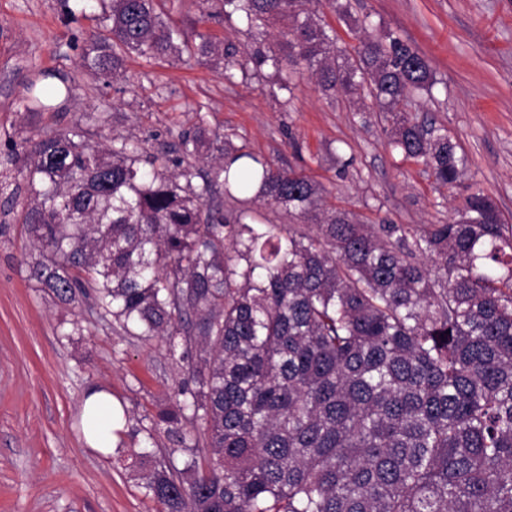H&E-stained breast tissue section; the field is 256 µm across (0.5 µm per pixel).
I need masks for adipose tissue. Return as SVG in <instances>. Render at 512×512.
<instances>
[{
  "label": "adipose tissue",
  "mask_w": 512,
  "mask_h": 512,
  "mask_svg": "<svg viewBox=\"0 0 512 512\" xmlns=\"http://www.w3.org/2000/svg\"><path fill=\"white\" fill-rule=\"evenodd\" d=\"M86 443L93 450L108 453L119 441L125 426L124 410L106 390H88L82 405Z\"/></svg>",
  "instance_id": "ef3b65f1"
}]
</instances>
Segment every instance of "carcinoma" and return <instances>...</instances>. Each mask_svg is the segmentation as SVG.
<instances>
[{
  "label": "carcinoma",
  "instance_id": "obj_1",
  "mask_svg": "<svg viewBox=\"0 0 512 512\" xmlns=\"http://www.w3.org/2000/svg\"><path fill=\"white\" fill-rule=\"evenodd\" d=\"M80 2L101 23L80 57L97 78L134 54L227 77L269 65L288 90L305 71L326 95L365 85L391 115L394 149L441 187L462 174L444 128L405 115L434 79L393 31L358 39L352 60L312 0H219L259 37L288 21V39L240 61L160 0ZM102 121L25 139L19 221L46 252L31 278L59 301L92 294L132 336L193 337L180 355L187 402L155 425L187 448L182 422L201 424L221 472L195 457L181 471L154 464L142 479L159 512H512V224L489 196L468 195L446 224H366L306 175L202 127L180 146L203 174L144 161L124 140L92 144ZM218 189L302 226L205 207Z\"/></svg>",
  "mask_w": 512,
  "mask_h": 512
}]
</instances>
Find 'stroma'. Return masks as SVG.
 <instances>
[{
    "mask_svg": "<svg viewBox=\"0 0 512 512\" xmlns=\"http://www.w3.org/2000/svg\"><path fill=\"white\" fill-rule=\"evenodd\" d=\"M349 3L344 20L326 0L311 8L338 41L353 43L365 28L396 31L429 62L433 94L411 101L407 112L445 127L457 143L466 167L454 188H436L423 163L389 146L388 123L367 91L353 104L305 77L282 90L269 67L228 78L220 68L159 66L134 55L122 76L96 79L78 61L97 21L66 19V0H0V512H157L135 453L151 448L177 469L206 454L152 427L183 378L165 340L127 335L91 300L65 304L31 280L42 254L19 222L26 182L16 157L24 137L101 113L107 121L92 128L93 141L125 139L171 167L182 156V133L201 126L301 171L326 188L329 203L369 224H443L477 190L512 224V0ZM162 8L182 28L215 34L239 53L258 45L237 20L217 16L216 0H164ZM42 71L63 78L70 96L26 111ZM93 386L112 391L126 411L108 455L83 438L82 401Z\"/></svg>",
    "mask_w": 512,
    "mask_h": 512,
    "instance_id": "1",
    "label": "stroma"
}]
</instances>
